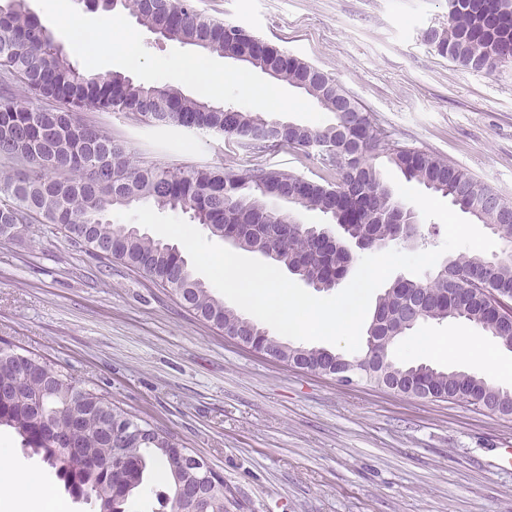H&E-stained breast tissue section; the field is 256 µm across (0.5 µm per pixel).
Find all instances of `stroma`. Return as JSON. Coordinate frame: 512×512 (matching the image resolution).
Here are the masks:
<instances>
[{
  "label": "stroma",
  "instance_id": "obj_1",
  "mask_svg": "<svg viewBox=\"0 0 512 512\" xmlns=\"http://www.w3.org/2000/svg\"><path fill=\"white\" fill-rule=\"evenodd\" d=\"M194 4L330 74L389 141L432 151L512 202V69H465L424 41L446 22L448 0ZM81 118L128 142L136 165H245L217 134L120 112ZM450 332L496 357L491 383L512 386V351L463 319L420 323L393 356L471 370L454 351L417 345ZM0 341L170 433L223 475L225 512H512V466L499 455L512 448V419L364 381L346 386L242 348L149 275L99 260L55 225L0 240ZM1 446L16 466L42 472L66 512H95L12 429L0 428Z\"/></svg>",
  "mask_w": 512,
  "mask_h": 512
}]
</instances>
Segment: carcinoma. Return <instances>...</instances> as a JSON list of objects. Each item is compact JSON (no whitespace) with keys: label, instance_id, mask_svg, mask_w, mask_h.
I'll list each match as a JSON object with an SVG mask.
<instances>
[{"label":"carcinoma","instance_id":"carcinoma-1","mask_svg":"<svg viewBox=\"0 0 512 512\" xmlns=\"http://www.w3.org/2000/svg\"><path fill=\"white\" fill-rule=\"evenodd\" d=\"M92 8L126 11L163 39L210 54L246 55L251 68L272 69L271 78L301 90L333 113V120L323 126L293 123L281 131L267 130L260 112L190 98L172 86L135 81L120 72L85 74L70 61L51 27L28 10L26 0H7L0 5V157L21 167L0 178L1 240L26 224H54L72 242L106 250L104 259L145 272L214 326L253 337L282 362L326 371L345 356L275 339L260 324L224 306L192 274L177 247L132 226H115L108 214L141 201L180 209L211 235L265 255L310 287L330 290L353 257L339 244L309 235L298 212H321L342 225L350 240H402L400 220L406 208L372 164L383 150L407 181L441 194L490 228H512V202L487 205L490 187L429 151L381 148L383 137L370 114L331 75L204 15L192 0H96ZM424 40L468 69L511 68L512 0H455L447 23L424 34ZM83 110L123 112L155 127L184 120L198 130L224 134L251 157L283 147L312 150L313 158L335 170L336 177L321 183L259 163L239 172L133 165L127 143L84 123L78 115ZM273 200L285 201L291 209L276 210L270 207ZM485 289L512 297V258L492 264L479 253H462L429 281H394L378 297L369 330L375 336H404L414 316L419 321L465 319L512 349V323L504 324ZM16 354L9 344L0 346V427L12 428L22 447L42 455L73 498L95 500L99 512H128L148 464L162 461L167 485L155 493L161 510L193 509L189 502H176L183 484L191 481L192 461L173 450L168 433L157 430L147 441L121 439L123 425L135 416L97 391L78 386L43 357L30 352L25 365ZM387 360L394 374L371 376L378 387L389 385L414 398L423 391L439 401L512 417V389L476 374L398 362L390 355Z\"/></svg>","mask_w":512,"mask_h":512}]
</instances>
